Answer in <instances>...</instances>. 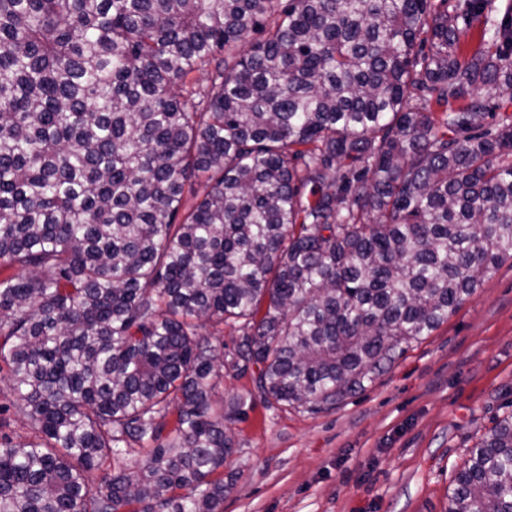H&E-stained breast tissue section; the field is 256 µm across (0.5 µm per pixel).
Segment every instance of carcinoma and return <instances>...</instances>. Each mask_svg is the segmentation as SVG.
<instances>
[{"mask_svg": "<svg viewBox=\"0 0 512 512\" xmlns=\"http://www.w3.org/2000/svg\"><path fill=\"white\" fill-rule=\"evenodd\" d=\"M501 10L0 0V512H221L224 369L332 409L512 259ZM468 454L445 512H512V412Z\"/></svg>", "mask_w": 512, "mask_h": 512, "instance_id": "obj_1", "label": "carcinoma"}]
</instances>
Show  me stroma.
Masks as SVG:
<instances>
[{
    "label": "stroma",
    "mask_w": 512,
    "mask_h": 512,
    "mask_svg": "<svg viewBox=\"0 0 512 512\" xmlns=\"http://www.w3.org/2000/svg\"><path fill=\"white\" fill-rule=\"evenodd\" d=\"M220 392L244 410L223 512H445L467 448L512 403V260L336 408L269 404L249 371Z\"/></svg>",
    "instance_id": "1"
}]
</instances>
